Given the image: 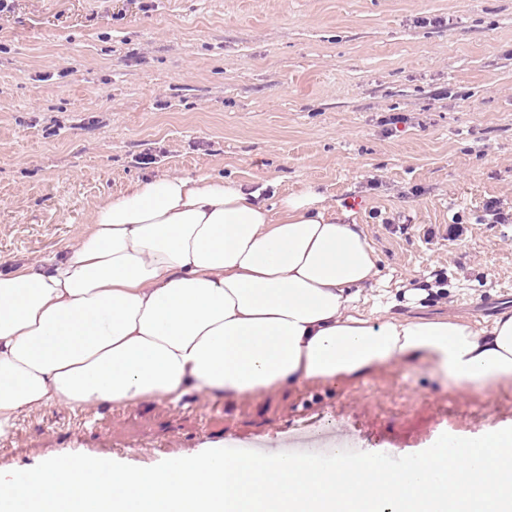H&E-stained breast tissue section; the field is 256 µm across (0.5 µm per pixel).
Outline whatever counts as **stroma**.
Wrapping results in <instances>:
<instances>
[{"label": "stroma", "instance_id": "obj_1", "mask_svg": "<svg viewBox=\"0 0 512 512\" xmlns=\"http://www.w3.org/2000/svg\"><path fill=\"white\" fill-rule=\"evenodd\" d=\"M402 117L399 133L390 120ZM212 174L263 199L317 185L377 251L373 316L490 326L512 308V0H12L0 16V272L76 244L99 202ZM437 277L445 295L391 305ZM305 424L400 457L512 427L426 367L227 405L50 407L0 436V467L82 453L150 467Z\"/></svg>", "mask_w": 512, "mask_h": 512}]
</instances>
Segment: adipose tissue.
Listing matches in <instances>:
<instances>
[{
	"instance_id": "1",
	"label": "adipose tissue",
	"mask_w": 512,
	"mask_h": 512,
	"mask_svg": "<svg viewBox=\"0 0 512 512\" xmlns=\"http://www.w3.org/2000/svg\"><path fill=\"white\" fill-rule=\"evenodd\" d=\"M378 256L316 186L280 194L210 175L132 183L78 244L0 273V435L19 417L158 401L236 400L424 365L485 397L512 383V308L485 330L373 318Z\"/></svg>"
}]
</instances>
